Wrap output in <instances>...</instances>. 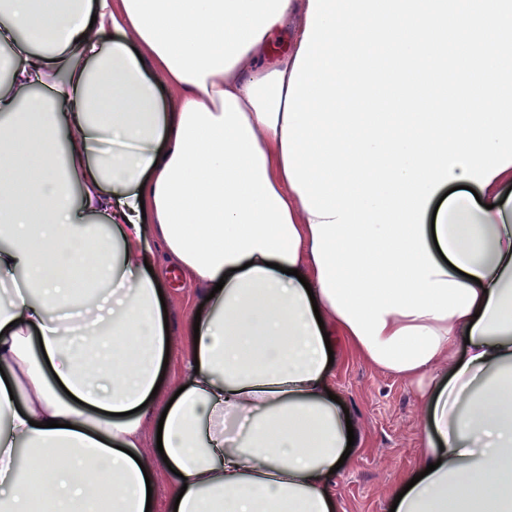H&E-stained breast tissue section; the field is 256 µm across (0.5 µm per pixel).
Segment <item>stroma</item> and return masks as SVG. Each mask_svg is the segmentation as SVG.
<instances>
[{
	"label": "stroma",
	"instance_id": "1",
	"mask_svg": "<svg viewBox=\"0 0 512 512\" xmlns=\"http://www.w3.org/2000/svg\"><path fill=\"white\" fill-rule=\"evenodd\" d=\"M165 280L168 326L176 346L162 372V402L172 394L188 328L205 292L176 268L167 271ZM340 353V362L332 366V382L360 437L358 448L333 479L340 512H390L399 478L414 469L424 448V403L408 381L375 369L348 347Z\"/></svg>",
	"mask_w": 512,
	"mask_h": 512
}]
</instances>
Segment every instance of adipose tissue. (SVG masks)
I'll return each instance as SVG.
<instances>
[{
	"instance_id": "1",
	"label": "adipose tissue",
	"mask_w": 512,
	"mask_h": 512,
	"mask_svg": "<svg viewBox=\"0 0 512 512\" xmlns=\"http://www.w3.org/2000/svg\"><path fill=\"white\" fill-rule=\"evenodd\" d=\"M309 0H0V512H145L171 463L177 512H337L347 447L321 330L372 354L322 290L315 216L284 169ZM49 88L41 95L37 86ZM106 232L91 233L92 218ZM470 313L385 314L440 342L400 371L428 408L422 478L395 512H512V165L435 217ZM215 288L168 411L149 265ZM162 450H144L146 419ZM57 420L54 428L46 420ZM43 478L21 480L15 450Z\"/></svg>"
}]
</instances>
